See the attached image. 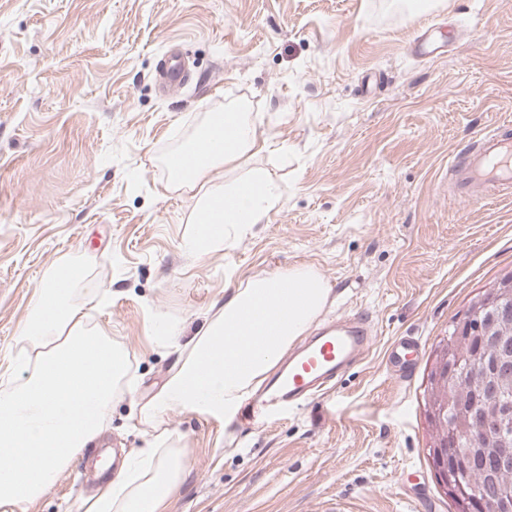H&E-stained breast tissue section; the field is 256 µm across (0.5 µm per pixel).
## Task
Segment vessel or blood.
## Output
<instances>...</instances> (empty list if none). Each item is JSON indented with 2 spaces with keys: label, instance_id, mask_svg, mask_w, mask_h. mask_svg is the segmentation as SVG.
I'll list each match as a JSON object with an SVG mask.
<instances>
[{
  "label": "vessel or blood",
  "instance_id": "obj_1",
  "mask_svg": "<svg viewBox=\"0 0 512 512\" xmlns=\"http://www.w3.org/2000/svg\"><path fill=\"white\" fill-rule=\"evenodd\" d=\"M451 174L456 195L466 198L485 188H512V124H498L481 136L452 163ZM370 344L363 318L326 325L291 349L274 378L247 403L242 415L244 424L267 423L276 419L283 408L317 395L360 360Z\"/></svg>",
  "mask_w": 512,
  "mask_h": 512
}]
</instances>
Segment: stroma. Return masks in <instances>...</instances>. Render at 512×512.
I'll return each mask as SVG.
<instances>
[{"instance_id": "obj_1", "label": "stroma", "mask_w": 512, "mask_h": 512, "mask_svg": "<svg viewBox=\"0 0 512 512\" xmlns=\"http://www.w3.org/2000/svg\"><path fill=\"white\" fill-rule=\"evenodd\" d=\"M431 26L437 55L411 42ZM175 52L193 77L161 92ZM245 102L281 204L199 255L196 198L169 160ZM512 121V0H0V359L16 355L35 288L63 272L67 303L129 353L100 448L145 447L131 419L225 289L311 266L322 321L363 315L372 344L335 388L242 429L171 410L185 454L167 512H457L436 481L425 400L439 341L512 270V194L456 197L448 167ZM413 337L409 371L387 360ZM76 458L29 512H76L96 492Z\"/></svg>"}]
</instances>
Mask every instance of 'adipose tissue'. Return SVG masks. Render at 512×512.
<instances>
[{
    "label": "adipose tissue",
    "instance_id": "1",
    "mask_svg": "<svg viewBox=\"0 0 512 512\" xmlns=\"http://www.w3.org/2000/svg\"><path fill=\"white\" fill-rule=\"evenodd\" d=\"M264 145L249 113H225L223 124L203 129L198 161L175 170L174 183L195 187L211 169L253 156ZM279 199L270 175L249 169L205 187L197 208L206 223L245 227L262 223ZM330 293L306 265L232 289L182 345L158 391L137 408L136 422L152 430L146 447L131 451L111 481L80 500L78 512H165L185 459L173 433L161 427L162 414L181 409L219 420L235 414L308 331ZM65 294L51 280L36 288L17 336L19 351L0 363V512H28L70 461L107 430L114 389L129 375L128 352L89 325L84 306L66 304ZM19 366L25 376L17 383L11 375Z\"/></svg>",
    "mask_w": 512,
    "mask_h": 512
}]
</instances>
